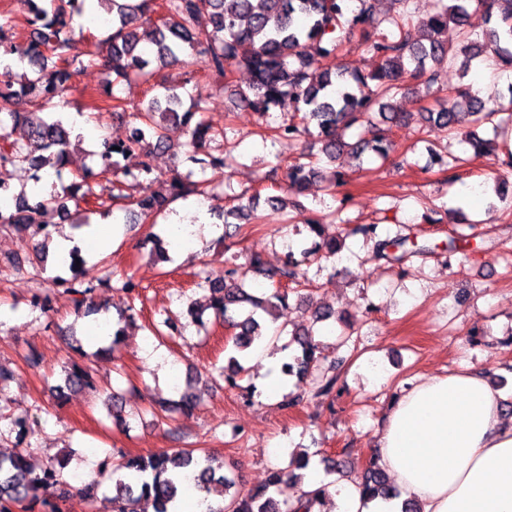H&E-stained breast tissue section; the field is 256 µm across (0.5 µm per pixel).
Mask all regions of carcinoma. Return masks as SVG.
<instances>
[{
  "mask_svg": "<svg viewBox=\"0 0 512 512\" xmlns=\"http://www.w3.org/2000/svg\"><path fill=\"white\" fill-rule=\"evenodd\" d=\"M86 0H17L19 14L30 29L29 39L16 42L7 33L16 26V14L0 13V57L18 56L26 64L20 73L6 67L0 73V168H20L38 183L46 168H67L73 153L71 131L53 112L40 114L55 99H63L73 87L77 73L98 67L110 79L103 93L112 99L115 111L124 109L115 87L122 81L137 79L147 86L151 97L135 113L131 134L120 141H104L96 153L100 171L86 167L78 181L62 186L37 202L22 201L3 212L0 227L19 234L34 229L42 237L33 246L36 258L46 253L52 239L44 217L57 213L61 221L80 229L90 225L89 218L73 217L68 202L80 199L104 205L109 200L133 217V223L156 224L157 219L178 199L207 197L229 184L224 154L212 152L210 143L224 136L205 117L206 108L199 98L190 97L184 106L183 85H171L160 72L188 61L220 76L236 69L252 75L249 92L241 94L246 107L267 119L270 111L284 99L295 104L294 115L277 126L264 123L260 136L273 142H292L301 137L319 145V153L331 163L343 157L360 158L371 152L381 159L389 155L391 129L400 124L405 113L397 110L398 96L418 82L431 94L435 83L434 66L441 62H460L468 72L476 61L495 57L498 68L512 72V0H437L435 11L420 23L422 38H409L406 26L411 18V0H391L397 11L379 14L377 0H357L356 11L348 16L350 0H100L109 5L112 23L109 34L93 42L88 57L70 54L74 28L73 16L83 12ZM357 29L368 45L374 67L362 72L344 65L338 56L344 28ZM507 102L491 107L472 94L470 87H457L446 98H436L435 105L421 113L428 124L439 125L457 134L476 155L490 156V141L477 139L461 129L466 123H488L493 133L512 124V83ZM38 107L33 112L27 106ZM185 137L174 142L172 134ZM174 150L183 157L185 171H178L161 190L144 198L129 193L126 180L151 172L148 158L157 150ZM135 161L130 167L121 161ZM112 173L108 179L105 174ZM319 173L314 162L295 160L276 163L264 180L270 187L302 192ZM325 216L312 213L303 218L310 232L322 239L321 247L329 255L341 248L340 239L359 236L372 243L373 258L391 265H403L408 258L430 250L425 243L407 235H390L378 224H348L340 235H326ZM290 258L280 267H270L255 253L248 268L274 286L269 294L255 295L245 286L246 272L226 266L214 278H205L210 296L205 308H189V315L203 324L204 309L224 320L232 329L231 350L224 381L237 385L236 376L245 371L241 360L268 335L267 323H276L280 308L287 305L288 285L302 286L307 281L301 262ZM71 278L58 277L53 286L85 295L92 285H84V266L76 265L79 250L70 251ZM121 290L128 299V311H135L138 284L121 276ZM291 343L299 350L288 354V361L298 362L295 390L288 393L282 406L293 408L306 395L304 380L310 374L320 352L310 330L296 331ZM315 395L328 396L336 384V362H331L313 380ZM65 389L96 390L91 375L74 369L65 377ZM69 451L40 467L31 463L24 450L0 458V512H14L24 502H33L41 492L52 488L60 500L71 486L61 480ZM221 466L205 455L196 458L191 451L161 452L148 456L120 457L113 464L105 459L100 475L120 473L110 498L112 512H138L144 499L153 501L154 512H171L172 503L181 494L197 491L205 494L204 512H312L320 499L329 496L328 486L302 492L283 507L275 498L284 478L299 479L286 468H273L264 485L246 493L238 488L236 478L220 472ZM358 482L365 502L399 496L388 483V474L371 454L363 464ZM215 493L221 501L212 503L207 496Z\"/></svg>",
  "mask_w": 512,
  "mask_h": 512,
  "instance_id": "cac0c4a2",
  "label": "carcinoma"
}]
</instances>
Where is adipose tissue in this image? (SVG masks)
I'll use <instances>...</instances> for the list:
<instances>
[{
    "label": "adipose tissue",
    "mask_w": 512,
    "mask_h": 512,
    "mask_svg": "<svg viewBox=\"0 0 512 512\" xmlns=\"http://www.w3.org/2000/svg\"><path fill=\"white\" fill-rule=\"evenodd\" d=\"M503 397L472 371L420 379L397 397L381 429V465L398 499L365 503L356 483L336 487L334 512H512V425Z\"/></svg>",
    "instance_id": "obj_1"
}]
</instances>
